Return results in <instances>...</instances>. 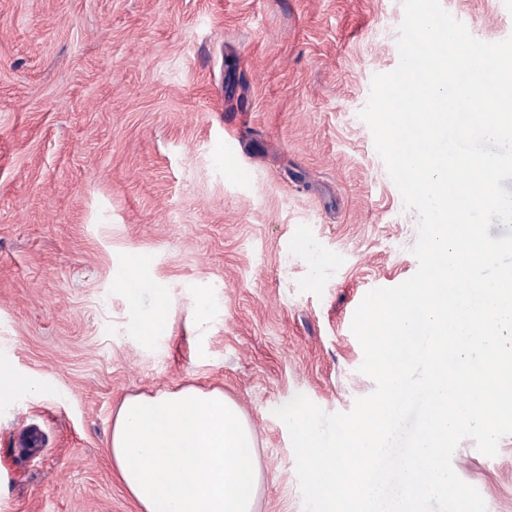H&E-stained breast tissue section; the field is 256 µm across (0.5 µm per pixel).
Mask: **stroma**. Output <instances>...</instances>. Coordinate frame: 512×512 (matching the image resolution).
Segmentation results:
<instances>
[{"mask_svg":"<svg viewBox=\"0 0 512 512\" xmlns=\"http://www.w3.org/2000/svg\"><path fill=\"white\" fill-rule=\"evenodd\" d=\"M512 37V0H441ZM402 0H0V512H138L112 472L125 396L218 386L256 433L255 512H303L275 408L349 411L374 381L364 296L418 268V218L359 112L395 69ZM234 146L227 154L217 144ZM322 257L312 266L304 252ZM167 288L161 344L123 339L128 258ZM217 301L196 329V295ZM452 464L512 512V436ZM36 383L19 373L14 366L0 359V405L8 403L20 392L34 393Z\"/></svg>","mask_w":512,"mask_h":512,"instance_id":"obj_1","label":"stroma"}]
</instances>
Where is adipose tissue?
I'll use <instances>...</instances> for the list:
<instances>
[{
	"mask_svg": "<svg viewBox=\"0 0 512 512\" xmlns=\"http://www.w3.org/2000/svg\"><path fill=\"white\" fill-rule=\"evenodd\" d=\"M131 261L116 286L129 307L143 292L125 337L154 345L171 330L166 290ZM112 469L139 512H254L260 484L255 436L238 405L217 387L187 386L123 399L112 417Z\"/></svg>",
	"mask_w": 512,
	"mask_h": 512,
	"instance_id": "obj_1",
	"label": "adipose tissue"
}]
</instances>
